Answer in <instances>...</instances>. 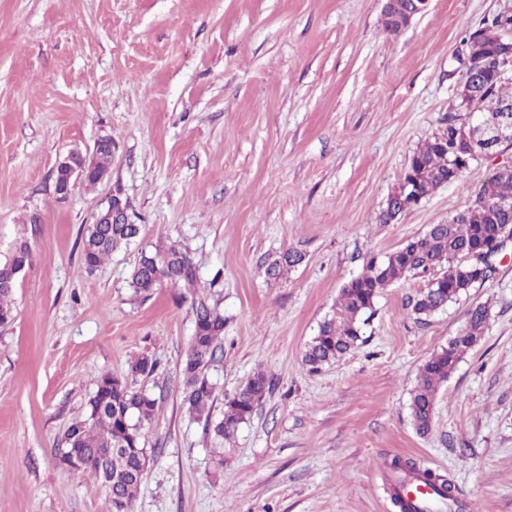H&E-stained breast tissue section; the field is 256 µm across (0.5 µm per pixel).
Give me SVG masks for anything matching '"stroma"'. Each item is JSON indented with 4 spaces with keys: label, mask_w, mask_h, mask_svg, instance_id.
Returning <instances> with one entry per match:
<instances>
[{
    "label": "stroma",
    "mask_w": 512,
    "mask_h": 512,
    "mask_svg": "<svg viewBox=\"0 0 512 512\" xmlns=\"http://www.w3.org/2000/svg\"><path fill=\"white\" fill-rule=\"evenodd\" d=\"M384 0H0V262L31 257L0 325V512H112L98 481L56 458L98 377L159 395L139 429L149 463L133 512H397L393 457L446 476L464 512H512V252L424 321L407 277L376 298L362 345L309 372L302 358L340 290L474 199L512 162L481 157L393 224L379 214L414 151L448 128L467 29L512 0H431L390 33ZM112 140L108 178L55 189L71 151ZM120 196L141 239L96 271L82 234ZM175 245L193 287L146 298L141 251ZM303 261L266 268L286 250ZM224 315L209 419L183 402L192 301ZM488 304L489 327L418 435L420 366ZM156 361L153 375L131 367ZM272 389L230 444L207 421L254 372Z\"/></svg>",
    "instance_id": "obj_1"
}]
</instances>
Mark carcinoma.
<instances>
[{
  "mask_svg": "<svg viewBox=\"0 0 512 512\" xmlns=\"http://www.w3.org/2000/svg\"><path fill=\"white\" fill-rule=\"evenodd\" d=\"M487 65L476 85L479 112L485 115L500 111L512 103V81L496 77L497 46L486 39L478 45ZM460 125L434 135L413 153L404 170L402 181L416 178L423 195L457 182L480 158L458 134ZM93 171L85 178L90 185L100 183L98 176L108 174L112 163V139L104 138L90 160ZM404 202L389 196L380 220L387 224L396 220ZM512 228V172L495 171L479 188L475 199L446 224H431L427 231L409 239L397 250L382 257L367 259L364 270L341 289L336 312L319 326L307 344L303 362L310 372H317L348 354L362 342V326L373 314L377 296L391 284L406 276L428 278L426 288L409 302L410 312L421 320L448 304L457 302L470 290L483 285L494 268L479 265L480 253L491 247L500 230ZM141 231L139 224H89L82 236V267L95 271L112 252L128 245ZM302 261L301 253L288 249L268 267L267 274L279 278ZM173 279V285L193 284L196 274L187 253L173 245L157 246L141 254L132 273L135 292L149 296L161 286L160 277ZM15 281L9 279L8 263L0 264V318L13 320L12 295ZM198 314L183 365L184 403L189 412L210 418L216 399L208 370L223 353L224 314L204 297L193 301ZM489 307L478 304L468 312L464 329L448 342V346L432 354L420 367L417 384L410 399V416L416 432L422 436L433 429L435 403L440 386L455 370L458 362L484 336L489 325ZM272 387V379L257 372L233 394L224 396V415L214 424L218 438L227 439L247 422L256 404ZM159 398L131 390L128 385L102 375L89 400L86 418L73 421L65 431L69 447L81 456L80 470L94 479L112 485V512H131V505L143 480L134 455L124 448H142V434L133 418L149 420ZM390 468L397 477L391 484V500L400 512H436L441 506L456 501L455 487L445 476L430 469L421 470L411 459L395 457ZM413 476L431 491V499L410 503L400 488Z\"/></svg>",
  "mask_w": 512,
  "mask_h": 512,
  "instance_id": "1",
  "label": "carcinoma"
}]
</instances>
